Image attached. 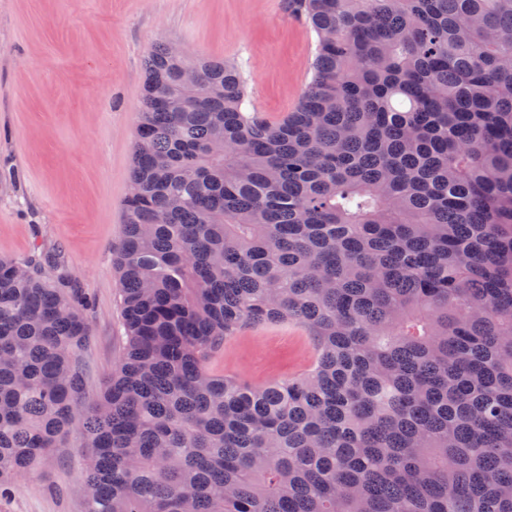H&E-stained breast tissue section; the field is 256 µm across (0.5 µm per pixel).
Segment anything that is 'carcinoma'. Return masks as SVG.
<instances>
[{"label": "carcinoma", "instance_id": "obj_1", "mask_svg": "<svg viewBox=\"0 0 512 512\" xmlns=\"http://www.w3.org/2000/svg\"><path fill=\"white\" fill-rule=\"evenodd\" d=\"M292 5L278 122L238 68L147 56L97 397L85 297L0 259V500L73 435L85 512H512V0ZM276 323L304 373L209 369Z\"/></svg>", "mask_w": 512, "mask_h": 512}]
</instances>
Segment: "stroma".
Segmentation results:
<instances>
[{
    "label": "stroma",
    "mask_w": 512,
    "mask_h": 512,
    "mask_svg": "<svg viewBox=\"0 0 512 512\" xmlns=\"http://www.w3.org/2000/svg\"><path fill=\"white\" fill-rule=\"evenodd\" d=\"M160 42L233 63L276 122L311 79L316 34L289 0H0V258H38L88 292L85 391L122 346L112 265L123 233L143 63ZM313 343L293 323L241 331L210 363L252 385L300 374ZM82 457L57 448L0 512H84Z\"/></svg>",
    "instance_id": "1"
}]
</instances>
